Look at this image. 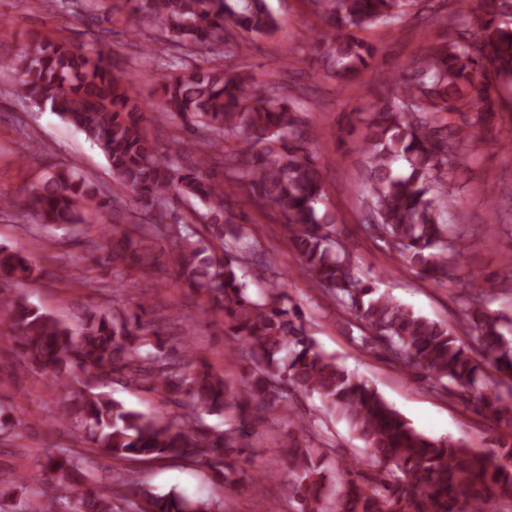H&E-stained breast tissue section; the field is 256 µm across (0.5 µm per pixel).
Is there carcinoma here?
Returning <instances> with one entry per match:
<instances>
[{
  "mask_svg": "<svg viewBox=\"0 0 512 512\" xmlns=\"http://www.w3.org/2000/svg\"><path fill=\"white\" fill-rule=\"evenodd\" d=\"M127 17L149 20L159 33L153 53L167 69L158 106L192 145L163 151L145 131L147 104L129 95L128 76L111 46L94 48L41 37L28 47L0 45V64L17 97L56 113L105 156L115 184L133 195L140 224H112L89 241L92 259L113 278L135 287L157 262L153 236L172 242L168 257L182 287L208 301L237 358L247 363L242 389L199 358L171 343L162 326L145 319L150 298L138 290V309L102 310L76 325L61 322L0 289V313L11 322L18 357L67 392L61 418L80 433L86 453L58 448L32 474L0 471V512L6 496L31 488L34 512H114L112 496L88 491L77 472L91 458L156 460L205 466L224 480L252 453L262 418L288 427L294 512H483L495 496L512 504V317L489 307L470 277L461 308L472 343L356 276L336 238L325 205V182L312 146L313 130L276 90H262L241 71L183 65L182 58L233 56L247 37L272 34L277 19L266 0H123ZM322 30L310 54L324 72L345 82L368 65L373 47L357 32L406 14L420 0H309ZM477 27L458 24L455 36L426 45L411 75L384 77L387 100L367 121L362 155L366 225L377 239L426 279L446 281L463 250L448 241L444 212L472 130L499 112L496 89L512 90V0H482ZM230 132L247 146L233 154L222 177L211 150ZM404 161L400 170L397 162ZM194 197L203 237L171 220L169 202ZM268 209L288 232L302 270L351 316L360 348L383 350L402 371L426 380L432 392L473 408L501 429L492 450L461 439L417 431L368 381L350 373L308 332L286 282L267 266L259 242L245 234L234 210ZM33 219L27 232L58 225L75 234L104 212L124 213L121 196L70 167L54 166L23 199ZM38 276L20 251L0 248V283ZM116 375L150 389L181 409L163 417L126 407L103 390ZM317 397L345 421L376 464L360 479L344 473L327 483L326 448L288 392ZM224 415V431L200 415ZM133 512H221L213 498L190 499L173 488L138 492Z\"/></svg>",
  "mask_w": 512,
  "mask_h": 512,
  "instance_id": "cac0c4a2",
  "label": "carcinoma"
}]
</instances>
